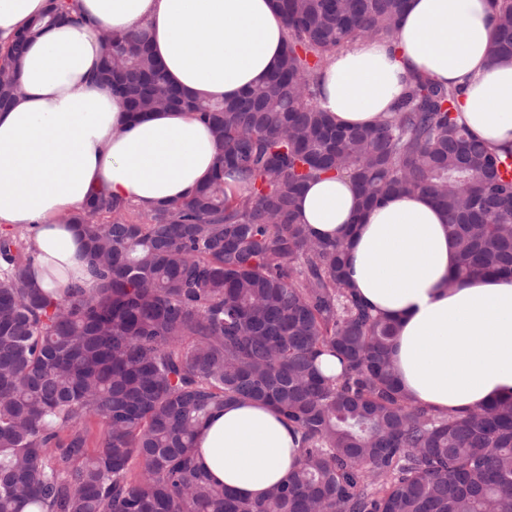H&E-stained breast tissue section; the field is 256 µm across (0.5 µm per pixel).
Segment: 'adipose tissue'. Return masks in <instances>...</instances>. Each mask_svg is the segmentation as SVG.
<instances>
[{
    "label": "adipose tissue",
    "mask_w": 512,
    "mask_h": 512,
    "mask_svg": "<svg viewBox=\"0 0 512 512\" xmlns=\"http://www.w3.org/2000/svg\"><path fill=\"white\" fill-rule=\"evenodd\" d=\"M89 26L62 24L33 40L21 94L0 112V233L27 230L48 291L90 286L72 218L100 191L149 213L192 195L222 151L210 129L177 110L133 119L96 78L101 32L147 30L170 80L230 99L261 82L287 38L272 0H75ZM50 0H0V48ZM492 0H408L393 39H358L332 56L319 104L340 124L391 111L413 76L459 87V121L497 154H512V63L492 61ZM299 223L349 244L356 292L395 320L396 379L416 402L462 416L512 397V278L452 283L447 219L425 195L394 194L360 209L348 178L311 182ZM299 435L269 405L237 401L202 423L197 461L238 495L258 499L298 461Z\"/></svg>",
    "instance_id": "1"
}]
</instances>
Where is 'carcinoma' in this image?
<instances>
[{
    "instance_id": "cac0c4a2",
    "label": "carcinoma",
    "mask_w": 512,
    "mask_h": 512,
    "mask_svg": "<svg viewBox=\"0 0 512 512\" xmlns=\"http://www.w3.org/2000/svg\"><path fill=\"white\" fill-rule=\"evenodd\" d=\"M492 3L489 54L511 63L512 0ZM273 4L284 51L231 100L172 86L143 32L105 37L99 80L135 112L195 114L222 152L192 198L143 222L108 193L91 199L74 218L91 289L50 294L27 238L0 237V512H512V399L462 417L412 401L394 377L397 325L354 293L346 242L294 211L329 174L363 206L425 193L448 217L453 281L512 276V156L470 137L460 90L423 75L374 125L321 110L327 60L357 38L393 39L407 0ZM61 21L92 24L53 0L17 32L0 57L1 110L31 38ZM323 355L340 375L322 373ZM240 400L299 432V467L259 500L195 463L198 426Z\"/></svg>"
}]
</instances>
